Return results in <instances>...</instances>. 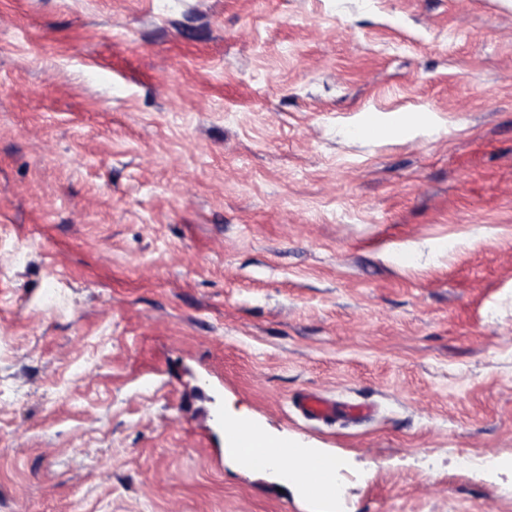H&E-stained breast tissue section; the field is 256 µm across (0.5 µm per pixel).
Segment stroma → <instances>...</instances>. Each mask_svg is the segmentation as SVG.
<instances>
[{
  "instance_id": "1",
  "label": "stroma",
  "mask_w": 512,
  "mask_h": 512,
  "mask_svg": "<svg viewBox=\"0 0 512 512\" xmlns=\"http://www.w3.org/2000/svg\"><path fill=\"white\" fill-rule=\"evenodd\" d=\"M0 512H512V0H0ZM297 408L307 419L331 421L336 415V406L317 393H303L297 400ZM243 412L238 414L236 422L231 423L229 427V437L231 438L235 448H229L230 451L240 454L248 453L251 456H259L261 454L259 448L264 454V464L260 467L270 468L280 472L291 483H299L296 478V472L304 470L305 467L313 463L320 456L311 453L304 448H291L277 439L268 437L262 431L243 424L246 420ZM241 437H256L259 439L257 448L242 444L239 447ZM335 473L334 467L326 461H317L311 468L303 471V477L307 481L321 483L330 475Z\"/></svg>"
}]
</instances>
